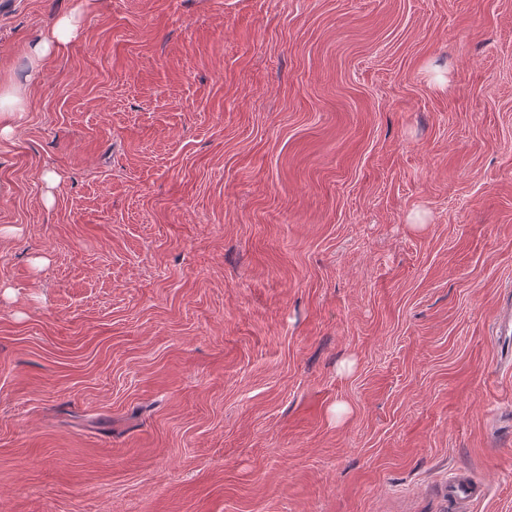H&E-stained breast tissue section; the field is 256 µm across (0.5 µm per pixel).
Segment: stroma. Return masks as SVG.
Segmentation results:
<instances>
[{
    "instance_id": "1",
    "label": "stroma",
    "mask_w": 512,
    "mask_h": 512,
    "mask_svg": "<svg viewBox=\"0 0 512 512\" xmlns=\"http://www.w3.org/2000/svg\"><path fill=\"white\" fill-rule=\"evenodd\" d=\"M10 72L0 512H512V0H0ZM75 29L71 18L60 19L48 32L43 34L30 48L27 55L33 67L40 66L53 51L61 48ZM18 84L0 80V137H9L21 124L27 112ZM483 494V486L473 482L464 475L449 479L446 490L448 512H465L467 509H460L461 506L477 501Z\"/></svg>"
}]
</instances>
